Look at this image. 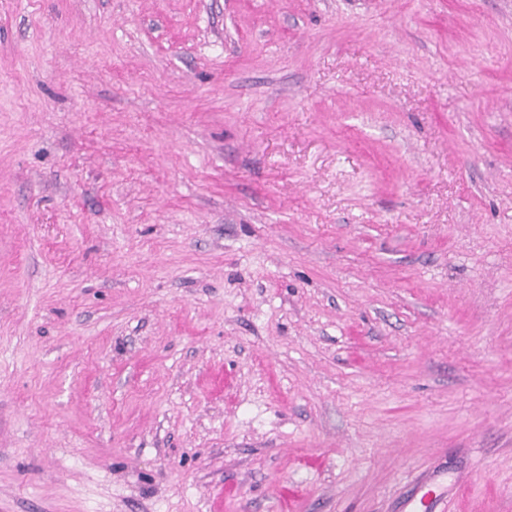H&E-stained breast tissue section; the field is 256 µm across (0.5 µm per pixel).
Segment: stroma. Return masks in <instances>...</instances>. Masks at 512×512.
I'll return each mask as SVG.
<instances>
[{
    "instance_id": "stroma-1",
    "label": "stroma",
    "mask_w": 512,
    "mask_h": 512,
    "mask_svg": "<svg viewBox=\"0 0 512 512\" xmlns=\"http://www.w3.org/2000/svg\"><path fill=\"white\" fill-rule=\"evenodd\" d=\"M512 512V0H0V512Z\"/></svg>"
}]
</instances>
